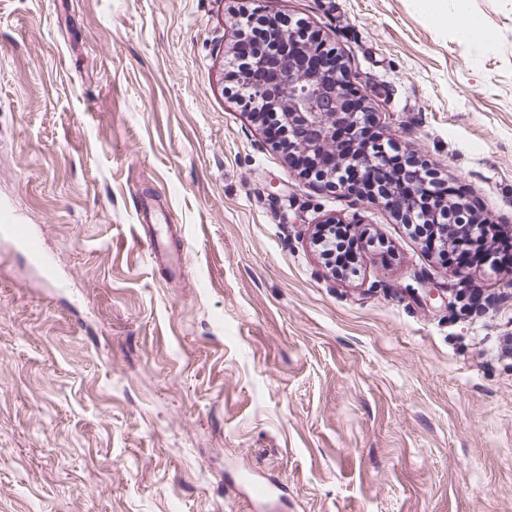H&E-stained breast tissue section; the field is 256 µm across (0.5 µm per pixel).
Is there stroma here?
<instances>
[{"label":"stroma","mask_w":512,"mask_h":512,"mask_svg":"<svg viewBox=\"0 0 512 512\" xmlns=\"http://www.w3.org/2000/svg\"><path fill=\"white\" fill-rule=\"evenodd\" d=\"M0 0V512H512V269L459 278L234 98L245 14L334 48L376 130L512 225V0ZM176 225L154 261L158 217ZM349 225L356 272L314 235ZM418 2L420 8L428 13L436 23L442 26L450 25L463 40L476 38L488 49L495 48V35L484 27L479 17L466 13V0L454 1L456 2L455 13H450L443 7L442 2H447V0H419ZM0 234L8 243L22 247L46 277L52 276L54 266L44 256L39 238L22 223L14 209L4 204H0Z\"/></svg>","instance_id":"1"}]
</instances>
